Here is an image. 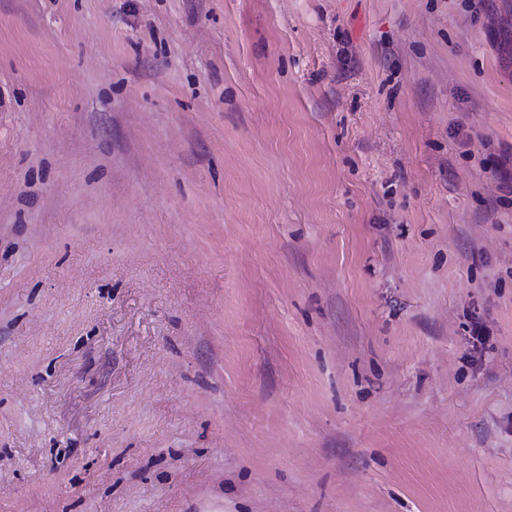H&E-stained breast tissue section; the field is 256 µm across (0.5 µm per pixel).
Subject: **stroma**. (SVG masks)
I'll use <instances>...</instances> for the list:
<instances>
[{
  "instance_id": "35a3bbf8",
  "label": "stroma",
  "mask_w": 512,
  "mask_h": 512,
  "mask_svg": "<svg viewBox=\"0 0 512 512\" xmlns=\"http://www.w3.org/2000/svg\"><path fill=\"white\" fill-rule=\"evenodd\" d=\"M0 512H512V0H0Z\"/></svg>"
}]
</instances>
